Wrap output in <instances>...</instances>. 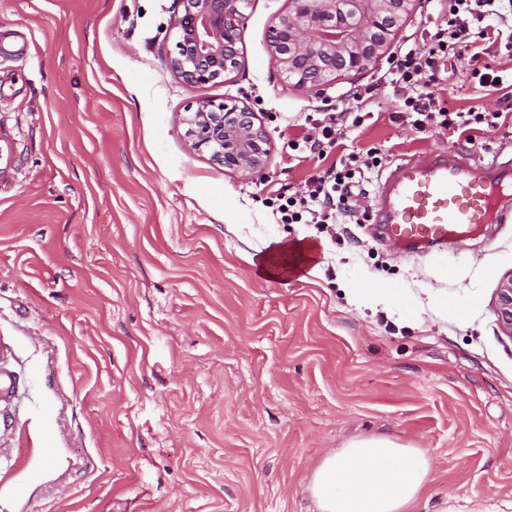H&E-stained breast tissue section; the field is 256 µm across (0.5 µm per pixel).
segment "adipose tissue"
Returning <instances> with one entry per match:
<instances>
[{
  "instance_id": "ef3b65f1",
  "label": "adipose tissue",
  "mask_w": 512,
  "mask_h": 512,
  "mask_svg": "<svg viewBox=\"0 0 512 512\" xmlns=\"http://www.w3.org/2000/svg\"><path fill=\"white\" fill-rule=\"evenodd\" d=\"M430 472L423 451L386 436L371 437L325 458L307 490L318 512H406Z\"/></svg>"
}]
</instances>
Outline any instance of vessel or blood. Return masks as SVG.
Returning <instances> with one entry per match:
<instances>
[{
  "mask_svg": "<svg viewBox=\"0 0 512 512\" xmlns=\"http://www.w3.org/2000/svg\"><path fill=\"white\" fill-rule=\"evenodd\" d=\"M384 237L446 248L474 224L512 223V151L485 160L464 150L413 156L378 181L372 211Z\"/></svg>",
  "mask_w": 512,
  "mask_h": 512,
  "instance_id": "obj_1",
  "label": "vessel or blood"
}]
</instances>
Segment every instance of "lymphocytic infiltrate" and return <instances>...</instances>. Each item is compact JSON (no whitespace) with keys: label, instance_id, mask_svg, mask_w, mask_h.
<instances>
[{"label":"lymphocytic infiltrate","instance_id":"1","mask_svg":"<svg viewBox=\"0 0 512 512\" xmlns=\"http://www.w3.org/2000/svg\"><path fill=\"white\" fill-rule=\"evenodd\" d=\"M500 0H448V19L427 33L421 42H405L383 72L381 81L402 94V119L419 131L435 125L452 128L466 134L478 131L481 125L495 126L498 113L473 109H451L436 99L431 85L436 80L439 59L469 52L470 74L480 87L493 91L503 89L512 76L481 60L480 43L503 47L512 54V23L501 13ZM347 107L322 113L311 119L309 133L290 141L292 150L317 158L340 151L337 165L324 175L310 178L305 192L298 195H278L277 213L285 224H334L340 216L353 223L366 221L367 214L349 208L348 201L361 184L366 171L381 167L382 159L375 151L359 155L342 154L341 147L350 127L361 126L365 120L359 91H349Z\"/></svg>","mask_w":512,"mask_h":512}]
</instances>
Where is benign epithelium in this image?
Instances as JSON below:
<instances>
[{
  "mask_svg": "<svg viewBox=\"0 0 512 512\" xmlns=\"http://www.w3.org/2000/svg\"><path fill=\"white\" fill-rule=\"evenodd\" d=\"M250 0H175V44L168 68L188 83L224 80L240 64L244 11ZM416 0H288L272 21V63L312 93L338 77L371 70L397 37ZM182 122L192 149L245 176L261 171L270 141L255 113L237 103L202 101ZM495 310L512 340V270L499 281Z\"/></svg>",
  "mask_w": 512,
  "mask_h": 512,
  "instance_id": "1",
  "label": "benign epithelium"
}]
</instances>
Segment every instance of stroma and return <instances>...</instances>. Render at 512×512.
Instances as JSON below:
<instances>
[{"mask_svg":"<svg viewBox=\"0 0 512 512\" xmlns=\"http://www.w3.org/2000/svg\"><path fill=\"white\" fill-rule=\"evenodd\" d=\"M287 6L250 0L238 70L195 85L165 63L173 0H0V512H317L314 469L373 435L432 460L408 512H512V340L493 310L512 224L421 254L268 202L336 162L288 141L340 90L371 91L346 152L388 164L489 158L512 126L412 130L383 61L300 90L267 50ZM467 69L441 60L435 97L500 110ZM201 100L255 112L261 173L189 149ZM285 243L315 260L263 273Z\"/></svg>","mask_w":512,"mask_h":512,"instance_id":"obj_1","label":"stroma"}]
</instances>
